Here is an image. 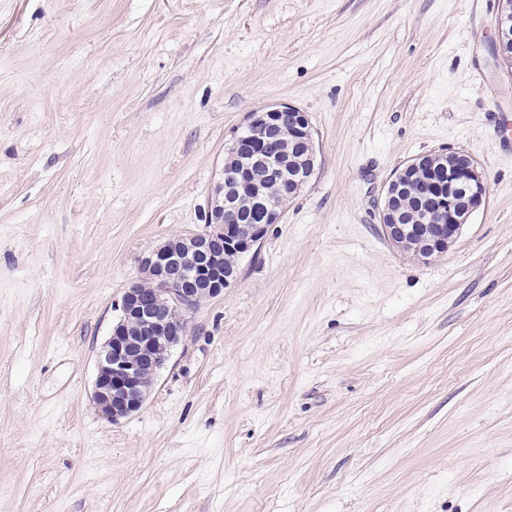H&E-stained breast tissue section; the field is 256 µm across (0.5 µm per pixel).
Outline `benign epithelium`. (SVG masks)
I'll list each match as a JSON object with an SVG mask.
<instances>
[{"label":"benign epithelium","instance_id":"obj_1","mask_svg":"<svg viewBox=\"0 0 512 512\" xmlns=\"http://www.w3.org/2000/svg\"><path fill=\"white\" fill-rule=\"evenodd\" d=\"M492 54L512 68V0H502ZM247 129V136L234 139L230 154L247 144L249 156L232 176L233 187L226 186L227 174L221 173L204 229L151 249L141 260L140 277L122 296L120 317L98 353L93 392L97 408L113 423L142 408L155 375L187 333L188 313L200 300L222 294L239 279L238 267H224V254L250 252L315 172L317 153L307 113L291 105H272L251 113ZM429 158L450 162L443 172L446 192L433 181L424 186L425 195H437L439 219L434 228L423 230L417 224L398 223L393 204L407 179L426 167ZM259 183L262 187L253 191ZM251 191L261 219L246 224L238 200ZM487 198L486 176L472 154H422L388 180L380 207L382 233L393 245L407 243L417 257L429 260L448 248Z\"/></svg>","mask_w":512,"mask_h":512}]
</instances>
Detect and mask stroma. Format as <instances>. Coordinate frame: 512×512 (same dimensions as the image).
<instances>
[{"label": "stroma", "instance_id": "1", "mask_svg": "<svg viewBox=\"0 0 512 512\" xmlns=\"http://www.w3.org/2000/svg\"><path fill=\"white\" fill-rule=\"evenodd\" d=\"M500 0H0V512H512V69ZM310 183L188 315L143 407L92 394L142 256L202 231L251 112ZM486 205L381 232L416 156ZM512 1L502 0L501 11L495 21L492 54L497 62L512 68ZM447 157L450 158L448 166L439 162L444 167L446 192L440 194L434 181H426L424 186L425 195H438L437 224L431 230H422L420 224H414L417 220H424V215L412 200L407 204L411 224H398L399 215L393 204L405 188L404 183L414 171L426 167L428 158L443 161ZM488 191L486 176L471 153L449 151L419 155L396 170L386 184L379 212L382 233L396 247L407 244L417 257L429 260L444 252L471 217L485 206ZM409 239L415 241L409 243Z\"/></svg>", "mask_w": 512, "mask_h": 512}]
</instances>
